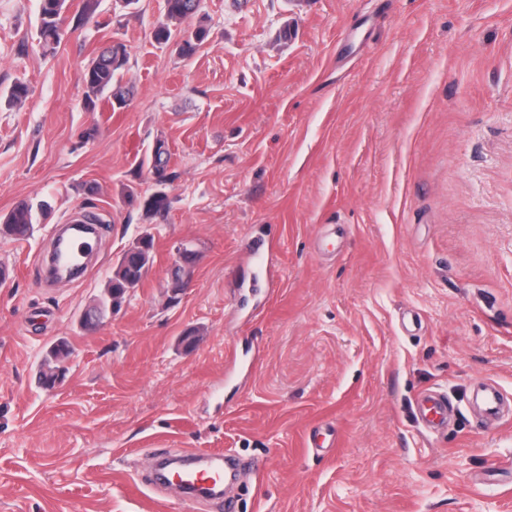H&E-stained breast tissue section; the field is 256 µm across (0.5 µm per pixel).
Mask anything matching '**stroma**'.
<instances>
[{
    "instance_id": "1",
    "label": "stroma",
    "mask_w": 512,
    "mask_h": 512,
    "mask_svg": "<svg viewBox=\"0 0 512 512\" xmlns=\"http://www.w3.org/2000/svg\"><path fill=\"white\" fill-rule=\"evenodd\" d=\"M81 8L45 59L39 0H0V95L30 87L0 106V215L49 205L0 233V512H202L137 486L160 448L262 459L234 512H512V404L489 427L470 402L480 379L512 401V0H199L189 57L152 38L164 0ZM115 42L133 96L86 109ZM79 210L97 259L56 285ZM146 233L141 284L83 324ZM427 389L452 408L434 435ZM46 203L36 207L26 200H22L6 215L0 217V224L6 233L13 236H26L30 234L33 224L37 221V214L47 209Z\"/></svg>"
}]
</instances>
